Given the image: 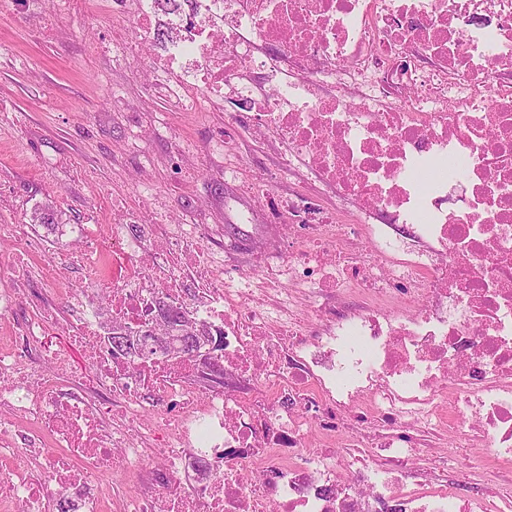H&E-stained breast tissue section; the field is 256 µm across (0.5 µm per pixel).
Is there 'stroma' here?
Returning <instances> with one entry per match:
<instances>
[{
  "instance_id": "obj_1",
  "label": "stroma",
  "mask_w": 512,
  "mask_h": 512,
  "mask_svg": "<svg viewBox=\"0 0 512 512\" xmlns=\"http://www.w3.org/2000/svg\"><path fill=\"white\" fill-rule=\"evenodd\" d=\"M112 2L0 0V225L44 237L31 218L49 206L67 227L140 218L210 224L220 246L228 228L241 240L263 235L269 205L295 189L279 172L277 143L257 137L229 97L200 119L176 110L157 89L160 46L143 40L123 52L130 25ZM229 121L241 159L231 170L222 145ZM252 185L267 187V205L249 194ZM44 343L97 388L71 331L48 325ZM438 455L448 464L446 492L512 493V484H486L489 448L452 437Z\"/></svg>"
}]
</instances>
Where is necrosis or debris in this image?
<instances>
[{"label":"necrosis or debris","mask_w":512,"mask_h":512,"mask_svg":"<svg viewBox=\"0 0 512 512\" xmlns=\"http://www.w3.org/2000/svg\"><path fill=\"white\" fill-rule=\"evenodd\" d=\"M112 9L143 39L168 25L162 0ZM169 25V55L198 72L168 73L184 109L232 89L333 199L280 200L287 267L243 288L205 259L202 227L74 226L89 246L53 263L104 285L114 321L147 330L163 301L223 339L219 393L196 359L112 350L94 296L72 294L108 415L46 349L56 279L31 280L30 243L1 224L18 251L0 289V455L25 465L0 512H50L60 493L76 512H512L511 495L489 507L432 492L443 471L411 474L453 435L488 443L512 482V0H188ZM32 287L40 309L18 319Z\"/></svg>","instance_id":"1"}]
</instances>
